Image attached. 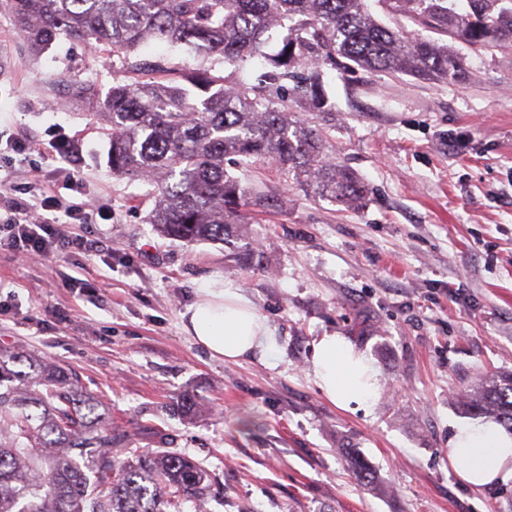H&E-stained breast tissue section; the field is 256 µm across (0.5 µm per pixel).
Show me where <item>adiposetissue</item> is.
I'll use <instances>...</instances> for the list:
<instances>
[{
	"instance_id": "1",
	"label": "adipose tissue",
	"mask_w": 512,
	"mask_h": 512,
	"mask_svg": "<svg viewBox=\"0 0 512 512\" xmlns=\"http://www.w3.org/2000/svg\"><path fill=\"white\" fill-rule=\"evenodd\" d=\"M185 316L186 330L211 357L237 361L254 354L270 355L277 347L273 329L231 283L202 288ZM310 370L326 398L340 407L368 402L379 388V373L372 360L340 336L318 341ZM448 460L473 489L511 481L512 435L493 423L458 427L448 440Z\"/></svg>"
}]
</instances>
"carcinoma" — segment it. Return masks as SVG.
I'll return each instance as SVG.
<instances>
[{
  "instance_id": "obj_1",
  "label": "carcinoma",
  "mask_w": 512,
  "mask_h": 512,
  "mask_svg": "<svg viewBox=\"0 0 512 512\" xmlns=\"http://www.w3.org/2000/svg\"><path fill=\"white\" fill-rule=\"evenodd\" d=\"M372 1L436 37L409 38L382 24ZM2 8L29 52L62 36L112 49L136 75L160 71L138 54L149 42L235 67L264 59L266 72L249 89L206 71L181 83H119L105 95L94 82L70 84L72 100L93 108L89 116L109 141L112 174L153 184L150 223L187 242H222L246 223L249 207L265 203L227 173L226 160L271 161L335 203L363 200V183L328 157L316 125L278 104L285 94L313 109L327 104L317 70L288 88L295 65L341 56L441 82L463 69L448 41L512 44V0H464L460 9L448 0H0ZM286 20L282 48L266 54V35ZM458 403L512 434V373L480 380ZM126 437L75 371L25 349L0 356V512H169L182 500L205 508L204 470L168 448H123ZM341 453L361 484H377L358 451Z\"/></svg>"
}]
</instances>
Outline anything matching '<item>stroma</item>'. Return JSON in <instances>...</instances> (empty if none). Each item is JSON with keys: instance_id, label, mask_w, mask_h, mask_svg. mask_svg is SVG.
Segmentation results:
<instances>
[{"instance_id": "35a3bbf8", "label": "stroma", "mask_w": 512, "mask_h": 512, "mask_svg": "<svg viewBox=\"0 0 512 512\" xmlns=\"http://www.w3.org/2000/svg\"><path fill=\"white\" fill-rule=\"evenodd\" d=\"M453 48V81L321 65L333 109L312 118L362 179L361 205L271 163L233 165L268 206L224 242L189 243L149 224L153 188L114 177L106 137L61 103L68 81L130 80L119 57L66 39L31 56L1 12L0 172L24 188L36 166L44 187L94 200L97 223L63 230L111 250L20 261L0 248V353L22 345L74 369L134 447L197 462L208 512H512V481L476 491L448 460L468 421L458 395L512 372V45ZM215 278L275 327L277 352L233 363L194 343L183 315ZM333 334L379 371L367 405L335 406L310 373ZM186 394L205 414L176 409ZM345 448L382 490L352 477Z\"/></svg>"}]
</instances>
